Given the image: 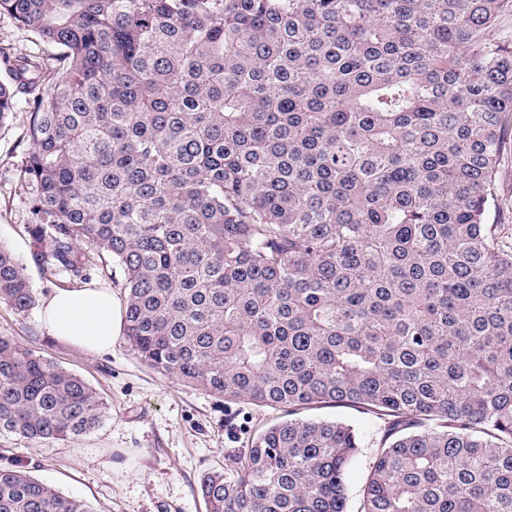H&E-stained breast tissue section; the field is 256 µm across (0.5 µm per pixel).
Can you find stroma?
Here are the masks:
<instances>
[{
    "instance_id": "obj_1",
    "label": "stroma",
    "mask_w": 512,
    "mask_h": 512,
    "mask_svg": "<svg viewBox=\"0 0 512 512\" xmlns=\"http://www.w3.org/2000/svg\"><path fill=\"white\" fill-rule=\"evenodd\" d=\"M0 49L13 56L53 54L0 12ZM29 112L17 103L0 128V242L23 265L39 302L24 315L0 305V335L37 351L84 378L109 410L91 432L71 441L34 443L0 433V466L16 465L61 494L87 502L92 512H206L198 492L203 473L227 468L248 448L255 432L281 418L280 411L228 403L205 390L169 379L142 364L115 338L102 354L52 339L41 307L54 290L95 284L123 302L120 272L96 268L87 279L43 271L33 259L32 186L21 177L29 148Z\"/></svg>"
}]
</instances>
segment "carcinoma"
<instances>
[{"instance_id": "1", "label": "carcinoma", "mask_w": 512, "mask_h": 512, "mask_svg": "<svg viewBox=\"0 0 512 512\" xmlns=\"http://www.w3.org/2000/svg\"><path fill=\"white\" fill-rule=\"evenodd\" d=\"M57 49L4 57L30 107L36 262L122 274L147 367L279 409L208 512H512V0H0ZM0 302L36 295L0 244ZM348 407L365 434L308 409ZM79 376L0 336V432L99 426ZM0 512H91L0 467ZM511 139L510 144H507V156L504 163L501 165L495 183L496 195L501 205H507L510 219L506 224H510L512 228V156H511ZM369 460L368 457H363L355 467L352 469L349 475V504L348 511H357L358 494L362 485L365 482L368 474Z\"/></svg>"}]
</instances>
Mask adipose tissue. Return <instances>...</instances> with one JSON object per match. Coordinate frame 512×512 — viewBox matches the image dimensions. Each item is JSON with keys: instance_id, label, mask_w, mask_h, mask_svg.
Returning a JSON list of instances; mask_svg holds the SVG:
<instances>
[{"instance_id": "obj_1", "label": "adipose tissue", "mask_w": 512, "mask_h": 512, "mask_svg": "<svg viewBox=\"0 0 512 512\" xmlns=\"http://www.w3.org/2000/svg\"><path fill=\"white\" fill-rule=\"evenodd\" d=\"M43 318L53 339L90 353L109 351L119 328L111 291L97 286L54 292Z\"/></svg>"}]
</instances>
